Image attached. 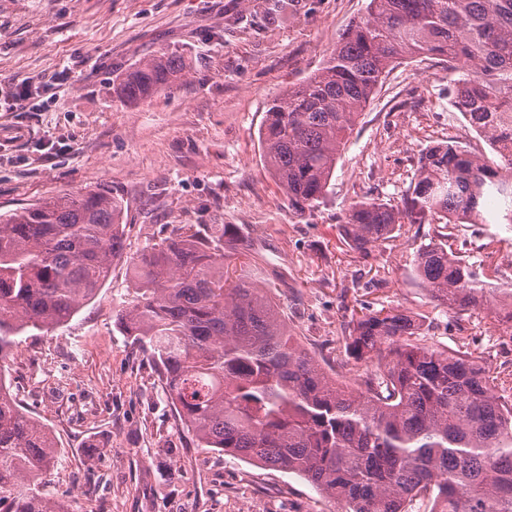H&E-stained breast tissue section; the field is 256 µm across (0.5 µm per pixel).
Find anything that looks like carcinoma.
Instances as JSON below:
<instances>
[{
    "label": "carcinoma",
    "instance_id": "1",
    "mask_svg": "<svg viewBox=\"0 0 512 512\" xmlns=\"http://www.w3.org/2000/svg\"><path fill=\"white\" fill-rule=\"evenodd\" d=\"M424 55L450 70L466 62L454 103L501 162L431 145L401 205L354 201L339 228L367 263L402 221H438L414 254L428 296L459 313L494 308L512 328V288L489 287L449 243L451 225L512 224V0H368L323 66L268 103L266 163L289 207L319 206L387 69ZM185 68L163 52L116 90L136 106ZM123 215L101 189L0 215V371L18 336L64 325L94 298L122 254ZM243 256L233 224L177 233L133 260L136 298L117 314L197 447L296 474L344 512H409L426 496L431 512H512V380L418 339L412 313L382 308L352 313L344 341L346 356L375 373L339 384L290 334L270 289L237 275ZM57 455L50 430L0 376V512H70L39 488Z\"/></svg>",
    "mask_w": 512,
    "mask_h": 512
}]
</instances>
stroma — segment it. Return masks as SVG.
Returning <instances> with one entry per match:
<instances>
[{
    "instance_id": "35a3bbf8",
    "label": "stroma",
    "mask_w": 512,
    "mask_h": 512,
    "mask_svg": "<svg viewBox=\"0 0 512 512\" xmlns=\"http://www.w3.org/2000/svg\"><path fill=\"white\" fill-rule=\"evenodd\" d=\"M368 0H0V213L101 188L124 205V251L95 298L65 325L19 336L4 373L19 405L59 448L41 478L73 512H340L302 478L195 447L152 359L116 316L134 298L132 261L177 229L236 225L250 259L318 359L352 382L343 352L352 312L399 308L430 322L427 342L512 377V334L492 314L432 302L413 254L435 233L403 224L364 266L340 218L356 200L397 205L434 143L492 154L454 106L459 72L434 57L396 64L357 119L320 206L297 213L260 144L268 101L322 67ZM176 52L182 80L132 106L115 85ZM30 99L10 107L16 84ZM454 246L492 283L512 285V228L461 224Z\"/></svg>"
}]
</instances>
